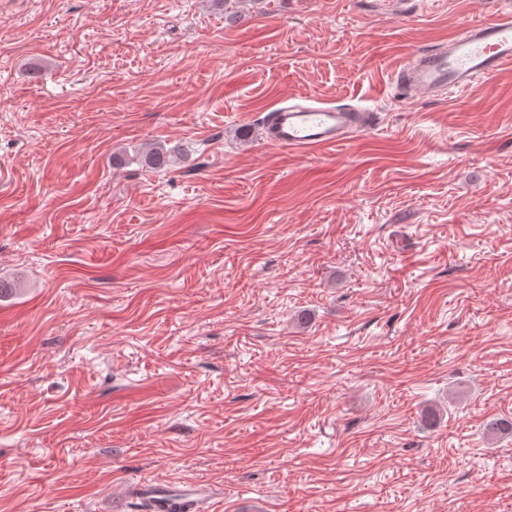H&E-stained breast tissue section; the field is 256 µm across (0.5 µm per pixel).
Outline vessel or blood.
Returning a JSON list of instances; mask_svg holds the SVG:
<instances>
[{"label":"vessel or blood","instance_id":"vessel-or-blood-1","mask_svg":"<svg viewBox=\"0 0 512 512\" xmlns=\"http://www.w3.org/2000/svg\"><path fill=\"white\" fill-rule=\"evenodd\" d=\"M512 65V10L468 24L449 36L440 47L418 52L394 68L397 85L410 97L424 98L468 89L475 81L494 79ZM376 113L353 106H336L310 99L280 101L261 120L267 143L291 151L323 150L339 146L354 133L371 130ZM200 484L184 490L180 498L170 491L144 485L155 512H169L172 501L189 512H207L209 502L200 495Z\"/></svg>","mask_w":512,"mask_h":512}]
</instances>
